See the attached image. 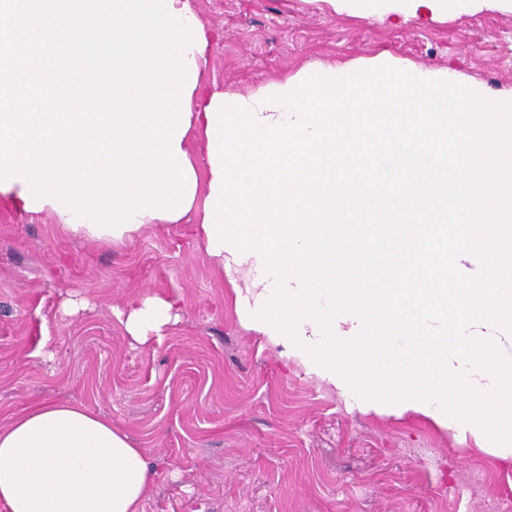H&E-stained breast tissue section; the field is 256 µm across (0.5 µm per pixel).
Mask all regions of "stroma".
Segmentation results:
<instances>
[{
    "instance_id": "obj_1",
    "label": "stroma",
    "mask_w": 512,
    "mask_h": 512,
    "mask_svg": "<svg viewBox=\"0 0 512 512\" xmlns=\"http://www.w3.org/2000/svg\"><path fill=\"white\" fill-rule=\"evenodd\" d=\"M218 33L204 77L248 94L313 64L387 55L512 97V12L382 22L326 0H192ZM245 277L218 273L185 224L118 245L0 209V425L50 397L112 419L156 469L145 512H512V467L452 429L363 412L239 322ZM179 319L139 344L133 295ZM68 298L88 305L67 316Z\"/></svg>"
}]
</instances>
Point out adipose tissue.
Instances as JSON below:
<instances>
[{"label": "adipose tissue", "instance_id": "ef3b65f1", "mask_svg": "<svg viewBox=\"0 0 512 512\" xmlns=\"http://www.w3.org/2000/svg\"><path fill=\"white\" fill-rule=\"evenodd\" d=\"M336 13L368 18L437 19L485 9L512 11V0H328ZM126 333L140 343L177 317L173 301L132 296ZM156 473L144 449L102 413L47 399L0 427V505L6 512H144Z\"/></svg>", "mask_w": 512, "mask_h": 512}]
</instances>
